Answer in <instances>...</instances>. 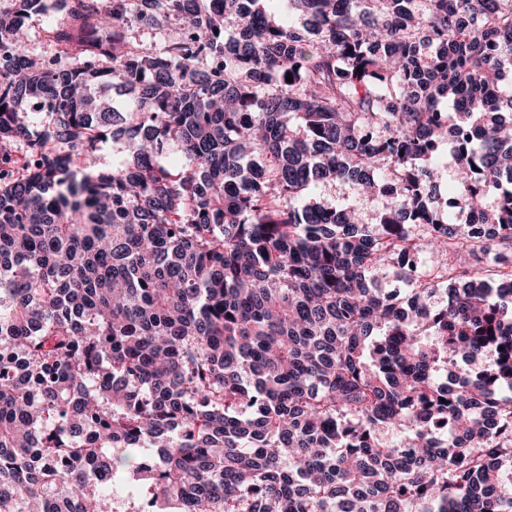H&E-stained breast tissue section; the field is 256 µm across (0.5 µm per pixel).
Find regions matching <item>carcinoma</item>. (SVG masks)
I'll list each match as a JSON object with an SVG mask.
<instances>
[{
	"label": "carcinoma",
	"mask_w": 512,
	"mask_h": 512,
	"mask_svg": "<svg viewBox=\"0 0 512 512\" xmlns=\"http://www.w3.org/2000/svg\"><path fill=\"white\" fill-rule=\"evenodd\" d=\"M9 2L0 512H512V0ZM314 197L319 202L336 206L337 209L356 207L366 214H371L383 207L384 199H368L360 195L358 189L348 184L336 183V186L326 185L318 189ZM377 284L387 290H401L405 292L408 288L406 281L397 266L382 267L375 274Z\"/></svg>",
	"instance_id": "cac0c4a2"
}]
</instances>
